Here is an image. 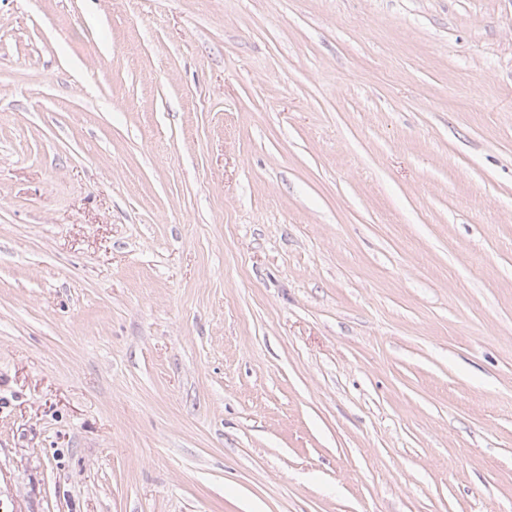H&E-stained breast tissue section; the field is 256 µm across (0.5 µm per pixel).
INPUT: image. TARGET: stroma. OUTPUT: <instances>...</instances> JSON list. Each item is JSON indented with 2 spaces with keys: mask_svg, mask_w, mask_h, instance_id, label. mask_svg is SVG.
Masks as SVG:
<instances>
[{
  "mask_svg": "<svg viewBox=\"0 0 512 512\" xmlns=\"http://www.w3.org/2000/svg\"><path fill=\"white\" fill-rule=\"evenodd\" d=\"M0 512H512V0H0Z\"/></svg>",
  "mask_w": 512,
  "mask_h": 512,
  "instance_id": "1",
  "label": "stroma"
}]
</instances>
